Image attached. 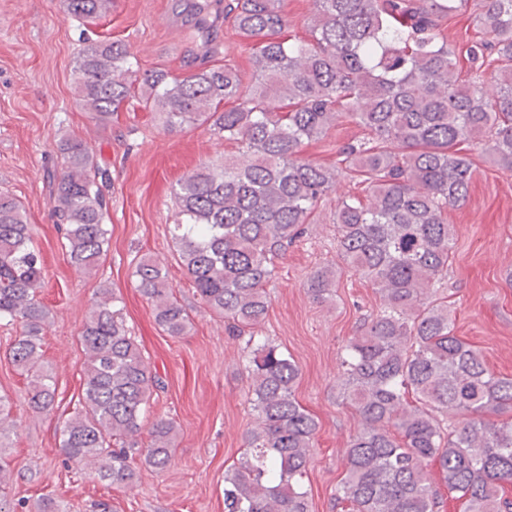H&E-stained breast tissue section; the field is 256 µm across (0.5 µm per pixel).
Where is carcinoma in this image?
<instances>
[{"label": "carcinoma", "mask_w": 512, "mask_h": 512, "mask_svg": "<svg viewBox=\"0 0 512 512\" xmlns=\"http://www.w3.org/2000/svg\"><path fill=\"white\" fill-rule=\"evenodd\" d=\"M66 12L93 23L112 0H64ZM194 28L208 5L180 0ZM488 40L467 50L470 72L448 48V20L469 4ZM224 22L251 51L245 79L224 47V63L203 64L180 79L158 69L138 75L125 45L93 42L76 62L77 92L98 123L126 104L164 115L181 130L197 121L241 149L222 164L180 178L178 219L170 227L181 265L204 308L249 336L269 309L267 288L279 260L344 175L359 190L336 206L337 251L367 279L381 311L363 321L345 347L343 399L362 425L348 442L336 506L344 512H512V378L487 366L481 352L454 334L448 302L436 285L448 276L455 247L448 206L466 200L474 163L464 146L480 143L512 172V0H314L309 38L291 34L280 0H224ZM494 67V90L483 72ZM346 116L366 136L345 144L336 165L302 157L301 146ZM60 163L48 172L51 199L71 263L91 273L108 244L104 189L110 171L88 143L63 138ZM138 291L169 336L190 316L167 272L150 257L135 266ZM337 272L325 267L307 282L320 304L331 301ZM43 264L19 200L0 191V323L19 326L9 357L28 380L35 413L56 408L53 372L41 341L49 310L38 299ZM120 297L101 288L80 331L86 359L81 409L60 429V448L81 474L130 486L133 454L163 472L172 462L176 424L152 423L138 447L159 378L126 324ZM296 363L264 343L251 351L248 395L255 426L242 456L224 474V512H310L304 477L318 422L295 398ZM0 395V512L11 461ZM442 474L446 491L431 481ZM34 512H70L51 495Z\"/></svg>", "instance_id": "1"}]
</instances>
